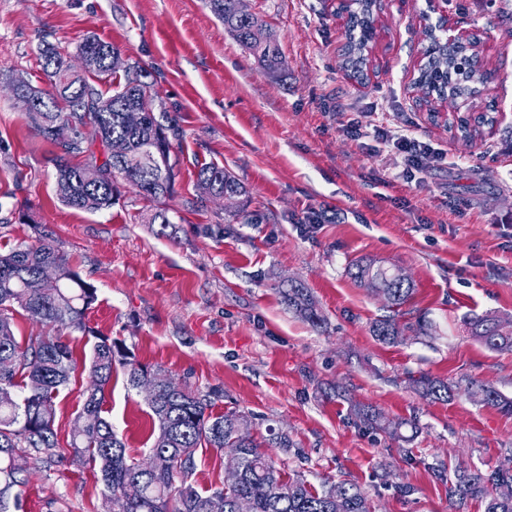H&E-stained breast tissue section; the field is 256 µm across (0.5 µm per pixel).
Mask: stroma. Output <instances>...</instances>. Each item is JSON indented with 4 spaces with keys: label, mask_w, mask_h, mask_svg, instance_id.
Here are the masks:
<instances>
[{
    "label": "stroma",
    "mask_w": 512,
    "mask_h": 512,
    "mask_svg": "<svg viewBox=\"0 0 512 512\" xmlns=\"http://www.w3.org/2000/svg\"><path fill=\"white\" fill-rule=\"evenodd\" d=\"M276 35L277 74L263 70L205 0H0V253L49 235L97 300L87 332H70L75 355L91 335L123 342L135 360L209 396L213 413L237 410L285 472L315 487L344 481L375 512H484L458 504L439 472L457 463L490 471L512 464V416L469 399L468 380L512 398V352L467 336L463 319L512 318V0H448L449 16L481 34L493 77L470 99L474 115H503L491 133L466 142L431 118L411 88L425 44L427 0H381L365 83L352 81L336 0H247ZM139 62L179 131L170 160L176 179L155 205L121 186L112 208L88 213L55 193L54 148L28 125L11 81L46 87L38 47L69 57L88 35ZM405 123L445 149L421 185L394 178L337 128L338 105ZM216 163L246 190L250 223L230 221L224 201L195 207L201 166ZM167 231L147 223L155 207ZM319 224L308 223L311 213ZM366 259L396 266L413 284L392 311L348 269ZM308 289L320 326L289 312L279 289ZM395 317L403 342L386 345L371 325ZM431 333H418L419 324ZM428 374L454 389L449 401L423 398L412 380ZM87 374L57 398L60 442L82 412ZM375 407L404 423L398 438L353 414ZM104 415L130 459L152 444L151 410L116 368ZM285 435L288 447L272 444ZM23 512H101L93 471L63 462L47 471L18 459Z\"/></svg>",
    "instance_id": "35a3bbf8"
}]
</instances>
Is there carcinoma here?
Instances as JSON below:
<instances>
[{"instance_id": "obj_1", "label": "carcinoma", "mask_w": 512, "mask_h": 512, "mask_svg": "<svg viewBox=\"0 0 512 512\" xmlns=\"http://www.w3.org/2000/svg\"><path fill=\"white\" fill-rule=\"evenodd\" d=\"M211 12L224 23L242 47L269 73L281 65V48L265 23L253 14H243L238 0H206ZM49 86L39 88L25 79L13 81V92L35 100L26 118L36 133L49 141L56 153V196L65 206L86 212L112 207L123 182L150 202L170 195L175 173L170 163L171 139L176 129L165 123V110L147 112L142 124L132 126L128 111L147 97H156L152 85L142 81L144 68L123 58L120 50L94 36L78 46L81 67L45 41L39 47ZM91 125L94 136L84 132ZM196 204L211 197L236 200L245 195L240 182L224 167L210 164L197 173ZM46 267L55 269L58 288L52 295L31 292ZM350 275L360 285L382 293L400 306L412 295V284L395 270L358 260ZM283 303L314 325L322 321L315 303L300 284L280 291ZM96 301V289L72 267L53 240L40 236L35 244H21L0 254V512L9 501L19 504L23 484L16 464L19 452L29 449L43 468L50 470L67 459L88 466L99 474L105 487L103 512H207V504L224 498V512H373L360 488L347 482L313 490L300 473L292 475L275 466L250 431L247 416L229 410L209 412L206 395L192 392L165 374L135 361L124 345L108 336H98L88 354L89 381L83 391L82 414L90 420L86 430L74 427L68 448L61 446L55 428L56 399L77 370L73 348L56 334L61 328L87 332L85 317ZM42 310L41 324L48 332L21 344L14 332V313ZM470 336L492 351H512V319L492 314L463 319ZM385 344L404 340V329L393 319H379L372 329ZM126 369L128 384L159 380L156 398L149 403L154 423L148 467L128 459L125 443L102 416L105 390L116 366ZM430 400L447 399L453 393L448 382L432 377L415 381ZM466 394L483 404L512 415V398L476 380L466 384ZM354 415L381 431H397L401 424L386 420L383 413L356 406ZM229 449L241 460L239 480L204 493L194 486L195 454L201 447ZM137 482L141 495L120 508L125 485ZM512 485V469L486 474L465 466L456 467L448 479V495L460 503L485 500V512H512V497L498 488Z\"/></svg>"}]
</instances>
